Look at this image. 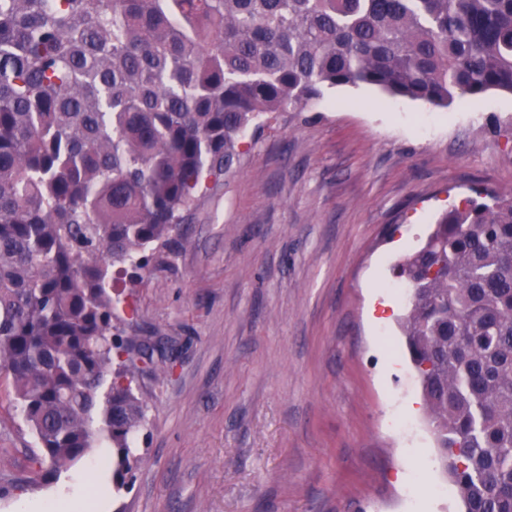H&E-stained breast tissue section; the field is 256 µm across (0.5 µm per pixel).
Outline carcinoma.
I'll list each match as a JSON object with an SVG mask.
<instances>
[{
	"label": "carcinoma",
	"instance_id": "obj_1",
	"mask_svg": "<svg viewBox=\"0 0 512 512\" xmlns=\"http://www.w3.org/2000/svg\"><path fill=\"white\" fill-rule=\"evenodd\" d=\"M512 93V0H0V377L30 491L103 443L129 484L154 368L136 282L261 116L339 86ZM402 332L460 512H512V195L476 191L396 266Z\"/></svg>",
	"mask_w": 512,
	"mask_h": 512
}]
</instances>
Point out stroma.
I'll return each mask as SVG.
<instances>
[{"instance_id": "stroma-1", "label": "stroma", "mask_w": 512, "mask_h": 512, "mask_svg": "<svg viewBox=\"0 0 512 512\" xmlns=\"http://www.w3.org/2000/svg\"><path fill=\"white\" fill-rule=\"evenodd\" d=\"M512 194V95L446 106L361 85L266 115L128 285L161 373L140 375L134 480L82 458L108 512H458L425 419L391 266L448 205ZM412 419L415 433L390 420ZM0 379V485L36 450Z\"/></svg>"}]
</instances>
